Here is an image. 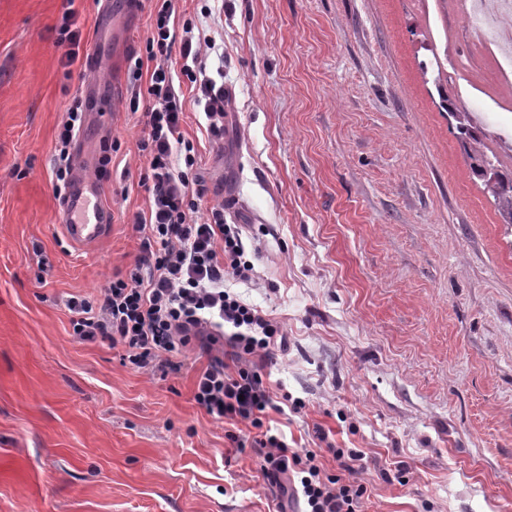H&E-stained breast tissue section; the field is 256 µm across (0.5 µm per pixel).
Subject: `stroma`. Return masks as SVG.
<instances>
[{"label": "stroma", "instance_id": "35a3bbf8", "mask_svg": "<svg viewBox=\"0 0 512 512\" xmlns=\"http://www.w3.org/2000/svg\"><path fill=\"white\" fill-rule=\"evenodd\" d=\"M122 3L0 0V512H273L258 449L198 407L194 372L138 370L70 334L66 299L128 272L149 205L126 102L156 4L113 20ZM172 5L238 90L223 141L190 100L182 129L209 188L236 183L255 272L227 285L283 325L270 380L307 403L271 426L364 452V512H512V224L472 172L479 154L512 177V79L457 0ZM76 97L90 110L72 166L114 149L100 180L112 225L90 247L55 222ZM458 100L466 115L449 112ZM401 465L407 483L384 478ZM75 105H73L68 110V116L67 119L63 122L62 127L59 130L58 136H57V143H56V150L59 152L57 154L56 159V170H55V177H56V189L61 190V186L58 184V182H63V185L66 184V178L68 175V168H69V159H70V153H69V146L74 138V129H75V123L80 119V113L78 112V109L80 106L78 105L79 102L75 101Z\"/></svg>", "mask_w": 512, "mask_h": 512}]
</instances>
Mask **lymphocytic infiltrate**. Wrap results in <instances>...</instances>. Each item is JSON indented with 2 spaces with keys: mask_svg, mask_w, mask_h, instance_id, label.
<instances>
[{
  "mask_svg": "<svg viewBox=\"0 0 512 512\" xmlns=\"http://www.w3.org/2000/svg\"><path fill=\"white\" fill-rule=\"evenodd\" d=\"M170 17V0H163L145 44L154 67L145 85H133L129 99L130 111L143 113L140 148L147 158L140 184L149 208L134 219L141 254L100 296L69 298L72 334L82 342L110 341L134 367L164 374L180 373L185 349L197 345L208 363L197 375L193 399L214 419L255 429L253 441L264 450L263 478L282 484L303 512H362L368 497L363 453L329 443L321 430L319 447H293L283 431L265 423L275 402L294 414L302 413L306 402L288 393L274 399L262 365L286 351L283 328L224 286L229 278L253 277L241 228L225 223L220 201L205 218L197 216L208 188L196 171L194 144L182 131L183 87H194L195 102L216 139L224 136V88L207 72L211 40L196 35L190 23L174 31ZM174 50L183 60V85L165 65ZM143 98L149 102L144 111ZM221 340L232 350L231 362L211 354ZM327 455L335 469L326 467Z\"/></svg>",
  "mask_w": 512,
  "mask_h": 512,
  "instance_id": "obj_1",
  "label": "lymphocytic infiltrate"
}]
</instances>
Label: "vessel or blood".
Instances as JSON below:
<instances>
[{
  "mask_svg": "<svg viewBox=\"0 0 512 512\" xmlns=\"http://www.w3.org/2000/svg\"><path fill=\"white\" fill-rule=\"evenodd\" d=\"M57 220L66 238L77 245L99 241L111 226V213L101 202L98 180L89 175L75 178L59 204Z\"/></svg>",
  "mask_w": 512,
  "mask_h": 512,
  "instance_id": "b4317fda",
  "label": "vessel or blood"
}]
</instances>
